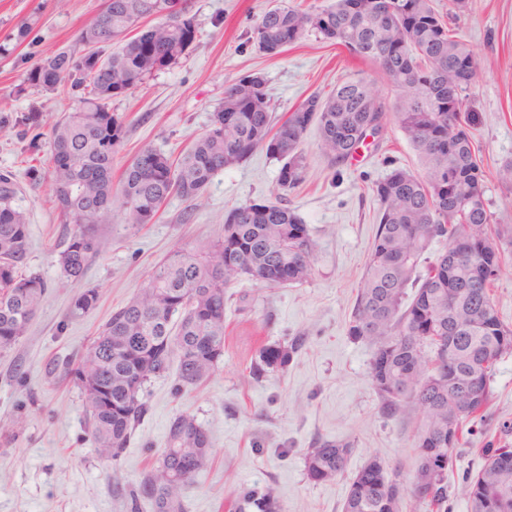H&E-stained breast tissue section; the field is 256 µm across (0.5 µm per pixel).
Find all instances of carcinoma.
<instances>
[{
	"label": "carcinoma",
	"mask_w": 512,
	"mask_h": 512,
	"mask_svg": "<svg viewBox=\"0 0 512 512\" xmlns=\"http://www.w3.org/2000/svg\"><path fill=\"white\" fill-rule=\"evenodd\" d=\"M467 7L468 0H448V12L441 13L434 0H333L314 10L266 9L249 36L259 51L276 55L314 33L374 62L403 95L390 102L364 79L351 80L326 98L309 97L276 124L267 80L259 72L244 74L225 88L210 128L179 160L145 147L122 170L124 222L143 227L170 196L195 200L215 174L259 149L281 163L275 200L225 210L224 235L209 251L171 252L68 369L103 457L121 456L148 412L146 385L167 373L172 360L183 387L198 385L215 368L224 355L232 283L244 278L276 287L312 278L316 244L284 203L285 192L305 178L308 126L317 123L321 150L338 168L367 137H381L392 117L422 174L394 167L372 186L378 225L347 335L374 346L369 378L382 414L393 416L407 402L422 408L416 475L428 478L429 493L416 502L438 509L447 502L443 464L460 444L462 422L487 406L496 362L512 352V328L501 321L492 292L504 265V236L488 229L490 200L471 134L479 113L466 106L477 61L455 26ZM197 35L188 0H104L76 38L81 49L47 55L27 71L26 82L43 91L69 79L76 88H90L51 130L53 196L63 221L73 225L59 264L74 284L99 250L98 225L112 215V159L127 125L110 101L178 62ZM19 193L15 175L0 172V351L24 335L47 293L39 274L23 270L30 235ZM435 242L443 243V252L421 276L422 257ZM97 301L96 289H82L70 316L87 313ZM303 344L298 336L263 350L252 362L253 374L288 364ZM460 402L465 409L458 414ZM183 450L196 455L197 472L210 459L207 430L182 413L170 423L156 467L129 490L132 509L146 500L153 512H184L178 492L193 477L175 487L162 479L164 472L181 474ZM351 452L347 442L319 443L304 456L306 477L314 483L335 479ZM498 458L499 449H486L483 464L467 479L468 512H512V469L499 468ZM365 466L382 469L383 476L367 489L353 477L343 512H402L407 485L377 457ZM234 512H281V504L269 487L246 489L235 498Z\"/></svg>",
	"instance_id": "cac0c4a2"
}]
</instances>
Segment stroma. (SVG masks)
Returning <instances> with one entry per match:
<instances>
[{"label":"stroma","instance_id":"35a3bbf8","mask_svg":"<svg viewBox=\"0 0 512 512\" xmlns=\"http://www.w3.org/2000/svg\"><path fill=\"white\" fill-rule=\"evenodd\" d=\"M103 3L0 0V170L15 173L22 188L31 241L26 267L48 284L25 335L0 353V512H134L127 490L151 469L171 421L182 412L193 415L212 442L206 468L180 492L184 512H228L239 492L266 486L279 495L283 512H342L353 475L374 456L403 479L413 478L423 411L409 404L399 415H381L368 375L373 349L347 334L377 229L371 187L391 168L420 169L394 121L379 145L362 144L338 168L328 165L317 128L309 126L302 145L306 179L286 202L317 244L312 279L276 288L245 279L233 283L224 355L214 372L194 388H179L173 369L153 379L145 389L149 411L121 457L108 460L94 448L84 397L64 373L67 362L85 351L114 310L140 293L168 252L208 251L224 232L225 210L272 200L280 168L265 151H256L218 172L196 200L168 198L155 222L139 229L125 224L120 202H113L112 221L99 227L100 249L84 278L99 301L82 317L69 318L78 289L59 265L70 227L54 204L50 133L83 91L66 83L46 92L28 85L25 75L41 57L72 46ZM269 3L191 0L199 28L195 45L110 104L128 125L114 172L145 146L178 158L208 129L227 83L248 72L265 76L279 120L308 97L327 96L351 79H366L378 95L396 99L369 60L316 35L275 57L258 52L249 32ZM24 23L31 32L19 43L15 36ZM459 25L479 60L469 94L481 115L473 134L485 193L494 223L512 226V184L496 177L498 167L512 159V0H470ZM297 336L305 342L286 366L270 367L259 379L250 375L260 349ZM490 390L488 406L464 423L448 461L447 512H467L463 487L481 466L484 449L512 448V353L498 360ZM323 440L350 442L353 451L342 476L317 484L306 477L304 455Z\"/></svg>","mask_w":512,"mask_h":512}]
</instances>
